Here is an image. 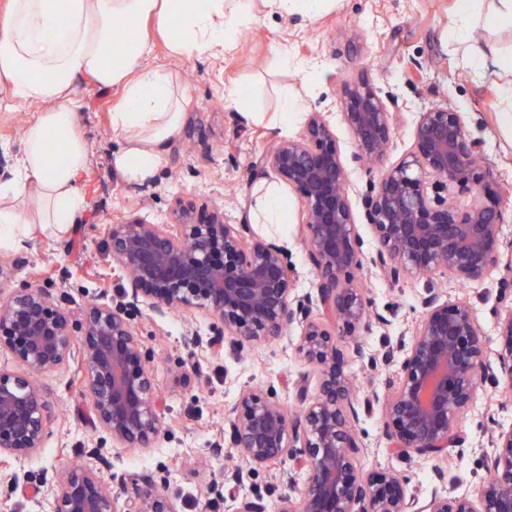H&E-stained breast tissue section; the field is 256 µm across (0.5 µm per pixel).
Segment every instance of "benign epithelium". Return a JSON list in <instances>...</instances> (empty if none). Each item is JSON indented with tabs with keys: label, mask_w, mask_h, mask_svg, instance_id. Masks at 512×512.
I'll return each instance as SVG.
<instances>
[{
	"label": "benign epithelium",
	"mask_w": 512,
	"mask_h": 512,
	"mask_svg": "<svg viewBox=\"0 0 512 512\" xmlns=\"http://www.w3.org/2000/svg\"><path fill=\"white\" fill-rule=\"evenodd\" d=\"M395 97H382L362 78L346 89L343 118L358 149L376 159L390 147ZM482 144L468 137L461 115L446 106L419 112L413 146L380 171L362 207L377 248L368 256L345 188V168L320 115L309 118L299 140L279 143L260 165L271 166L300 194L308 230L306 247L316 272V302L295 296L294 269L284 251L259 239L250 224H228L224 213L194 215L190 201L176 200L173 223L124 218L112 225L108 247L113 272L126 280L112 304L88 305L80 317L43 290L21 283L0 300V352L23 366L0 365V456L37 453L55 410L35 376L59 368L79 347L94 424L129 447H147L160 424L153 351L131 323L130 310L145 304L156 315L202 311L217 324L207 339L183 338L189 348L235 354L245 342L269 341L293 325L296 350L317 376V388L296 385L299 411L290 415L272 394L248 389L224 427V447L256 466L284 459L307 471L299 500L285 498L280 512H512V429L492 436L489 479L478 495H434L422 503L407 495L396 471L357 467L362 445L360 412H380L382 436L399 455L443 460L462 448L461 419L477 385L512 383V310L500 319L497 361L485 356L471 303L441 301L434 286L422 297L423 314L409 344L387 348L381 358L352 345L371 366L400 362L386 393L357 398L344 370L338 338L366 324L368 303L349 278L369 263L392 284L412 276L439 275L459 282L484 279L500 264L501 213L477 204L461 213L450 203L457 188L480 180ZM124 512H177L170 498L142 475ZM53 512H118L109 488L88 464L61 472Z\"/></svg>",
	"instance_id": "1"
}]
</instances>
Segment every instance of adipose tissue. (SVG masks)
I'll return each mask as SVG.
<instances>
[{
	"label": "adipose tissue",
	"mask_w": 512,
	"mask_h": 512,
	"mask_svg": "<svg viewBox=\"0 0 512 512\" xmlns=\"http://www.w3.org/2000/svg\"><path fill=\"white\" fill-rule=\"evenodd\" d=\"M223 9L224 0H0V112L37 110L12 170L0 177V248H23L48 230L68 233L87 205L79 82L120 88L111 108L121 140L114 163L128 179L159 167L184 121L185 98L171 72L146 65L151 41L175 29L174 54L223 51L224 29L214 21ZM122 20L140 29L119 43ZM253 213L259 224L287 223L288 198L277 184L260 183Z\"/></svg>",
	"instance_id": "1"
}]
</instances>
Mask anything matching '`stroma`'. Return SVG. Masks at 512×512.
<instances>
[{"mask_svg":"<svg viewBox=\"0 0 512 512\" xmlns=\"http://www.w3.org/2000/svg\"><path fill=\"white\" fill-rule=\"evenodd\" d=\"M493 7V0H475V15L459 37L452 33L458 24L457 0H331L313 19L272 10L260 2L252 13L224 16L231 48L217 57L175 56L162 38H155L147 65L171 71L188 99L185 122L171 138L164 164L143 181H127L113 162L120 148L109 125L115 95L80 84L78 123L89 144L90 204L67 235L48 232L30 242L23 251L25 267H14L13 251H0V297L25 281L64 301L76 314L87 305L104 302L106 294L118 287L112 279L108 225L133 214L157 224L169 222L180 197L191 199L200 216L220 208L233 224L251 218L255 187L278 179L270 169L257 173L256 163L275 142L301 138L316 112L329 122L342 155L364 252L376 249L361 207L372 175L411 150L417 114L432 105L460 113L467 133L481 141L490 171L488 192L456 191L453 205L464 212L475 203H495L503 218V244L512 248V128L502 122L506 101L498 66L499 60L512 57V27L487 24ZM475 55L484 59L479 75L469 67ZM363 74L398 103L391 148L369 167L355 158L356 146L340 105L346 87ZM287 96L298 97L301 108L286 123L281 105ZM35 116V110L26 106L0 112V175L11 169L23 129ZM286 193L291 201L287 224H259L255 230L283 247L296 271V293L301 296L314 293L316 274L304 243L299 194L291 187ZM354 278L373 309H397L388 325L361 329L367 351L378 353L386 344L410 339L422 315L425 279L407 278L393 286L370 268L356 272ZM509 280L512 273L502 268L475 283L434 280L442 299L473 305L491 358L499 345L497 317L512 310V304L499 299L502 283ZM131 318L144 345L157 357L154 377L162 423L149 449L114 443L108 433L93 426L80 359L72 357L63 367L38 377L61 417L49 425L37 454L0 463V474L9 477L0 483V512H52L58 474L86 462L87 450L95 447L106 459L99 474L120 510L134 494L135 475L152 476L178 512H235L245 497L261 498L267 512H279L282 498L299 497L307 472L292 461L256 468L234 484L224 475L240 463L235 450H214L223 441L224 425L245 389L274 390L288 412L296 411L295 386L311 372L296 352L299 327L275 340L245 344L233 356L184 346L185 336L210 335L212 318L203 312L160 318L142 306ZM338 345L345 355V370L362 390L383 391L386 378L399 371L395 363L370 369L355 356L348 340L339 339ZM511 390L504 383L496 388L479 384L475 403L461 423L466 444L449 449L445 481L435 480L434 461L393 453L375 412L360 420L358 465L405 475L409 494L422 500L449 493L475 497L486 476L493 434L512 428V401L503 399Z\"/></svg>","mask_w":512,"mask_h":512,"instance_id":"stroma-1","label":"stroma"}]
</instances>
